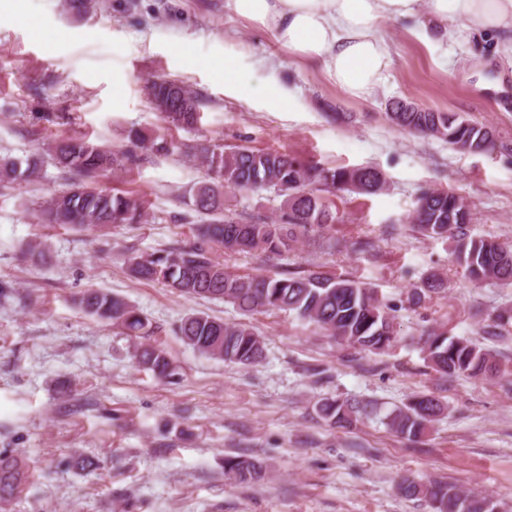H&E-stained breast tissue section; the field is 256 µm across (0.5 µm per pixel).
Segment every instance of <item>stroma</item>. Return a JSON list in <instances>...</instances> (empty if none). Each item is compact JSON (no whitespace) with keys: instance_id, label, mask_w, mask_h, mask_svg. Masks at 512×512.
Here are the masks:
<instances>
[{"instance_id":"1","label":"stroma","mask_w":512,"mask_h":512,"mask_svg":"<svg viewBox=\"0 0 512 512\" xmlns=\"http://www.w3.org/2000/svg\"><path fill=\"white\" fill-rule=\"evenodd\" d=\"M24 10L16 17L12 0H0V156H25L56 135L122 148L133 128L173 139L178 150L99 178L100 187L143 197L147 212L146 223L105 233L32 220L67 183L51 157L38 180L0 188V287L14 290L0 298V450L24 459L31 485L13 512H431L400 494L406 476L493 494L512 512V330L490 342L482 332L489 315L512 307V288L475 286L453 261L452 239L411 229L420 193L450 189L471 205L472 234L512 244V57L499 52L498 36L451 40L448 27L430 19L429 0H420L416 18L382 23L392 64L384 84L358 98L239 18L227 0H105L86 19L66 13L63 0H24ZM34 24L54 39H34ZM228 47L246 66L272 61L294 95L290 111L262 94L239 99L217 70L186 59L217 58ZM159 78L199 96L193 131L167 127L153 109L148 85ZM397 99L488 126L498 148L463 153L401 131L385 118ZM205 140L382 171L381 192L337 194L335 250L314 237L280 256L237 254L225 263L241 275L318 271L377 289L396 309L393 349L341 347L285 311L253 316L264 343L254 366L183 344L177 328L193 311L229 323L242 316L224 302L135 280L126 261L192 242L201 218L189 196L207 171L181 148ZM226 200L233 214L262 219L279 216L282 202L272 189L230 191ZM35 240L46 248L39 262L22 254ZM358 240L368 249L356 250ZM432 272L447 279V293L410 306L411 289ZM91 288L151 319L177 367L172 379L140 367L129 337L79 309ZM431 327L487 342L499 375L450 383L428 369L419 340ZM418 393L448 410L410 442L384 417ZM325 398L366 402L368 413L353 428L331 427L316 410ZM228 456L267 469L240 483L224 474Z\"/></svg>"}]
</instances>
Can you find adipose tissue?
I'll use <instances>...</instances> for the list:
<instances>
[{"label":"adipose tissue","instance_id":"adipose-tissue-1","mask_svg":"<svg viewBox=\"0 0 512 512\" xmlns=\"http://www.w3.org/2000/svg\"><path fill=\"white\" fill-rule=\"evenodd\" d=\"M236 15L321 65L337 87L365 97L385 80L391 55L381 22L414 18L420 0H230ZM433 18L460 33L496 31L512 54V0H429Z\"/></svg>","mask_w":512,"mask_h":512}]
</instances>
